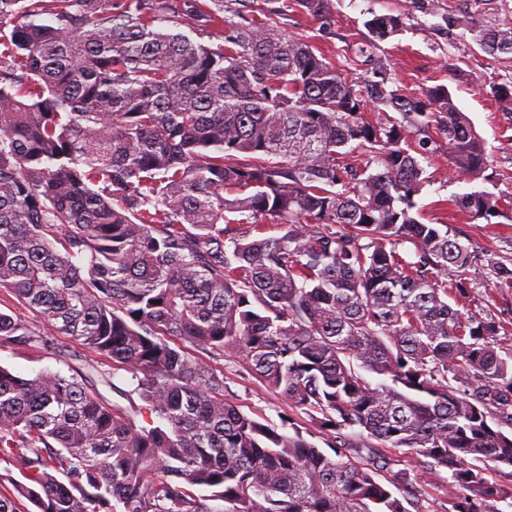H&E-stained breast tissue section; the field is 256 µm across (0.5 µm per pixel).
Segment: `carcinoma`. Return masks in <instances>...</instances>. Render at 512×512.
Instances as JSON below:
<instances>
[{"label":"carcinoma","instance_id":"obj_1","mask_svg":"<svg viewBox=\"0 0 512 512\" xmlns=\"http://www.w3.org/2000/svg\"><path fill=\"white\" fill-rule=\"evenodd\" d=\"M277 2L0 0V289L37 313L0 311V346L67 364L0 366V458L25 471L0 475V512H425L387 448L443 479L446 512H512L486 475L512 477L504 325L455 308L474 251L415 211L441 150L490 180L486 144L446 84L408 94L372 52L403 15L337 66ZM293 2L334 36L332 0ZM482 2L409 11L509 67L512 24L477 23ZM493 97L512 117V80ZM448 205L503 216L487 190ZM491 266L512 290V259ZM61 336L95 359L68 365ZM226 352L313 430L225 398L199 355ZM118 370L127 406L98 389ZM0 365L22 376H32L46 368L66 369L67 367L48 353L40 350H18L0 347Z\"/></svg>","mask_w":512,"mask_h":512}]
</instances>
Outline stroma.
<instances>
[{"label":"stroma","mask_w":512,"mask_h":512,"mask_svg":"<svg viewBox=\"0 0 512 512\" xmlns=\"http://www.w3.org/2000/svg\"><path fill=\"white\" fill-rule=\"evenodd\" d=\"M333 3L334 39L321 40L318 22L294 9L288 10L281 20L284 33L316 43L329 60L337 61L346 42L364 35L363 23L370 14H404L402 30L388 40L377 42L376 54L386 57L392 78L401 88L418 92L439 82L447 83L456 104L485 140L492 178L476 180L473 186L500 197L503 217L492 224H473L446 206V199L462 192L465 185L455 178L448 155L443 151L426 164L427 183L417 202L423 222L464 230L479 252L471 270L469 296L460 302L461 311L511 323L512 291L495 288L490 262L501 255H512V124L499 110L491 93L492 85L512 78V69L480 51L470 39L445 42L434 29L437 17L408 12L409 0H333ZM210 365L223 372L226 397L244 413L274 423L288 413L299 426H308L306 415L290 411L281 396L249 373L239 354H225L224 358L211 360Z\"/></svg>","instance_id":"35a3bbf8"}]
</instances>
